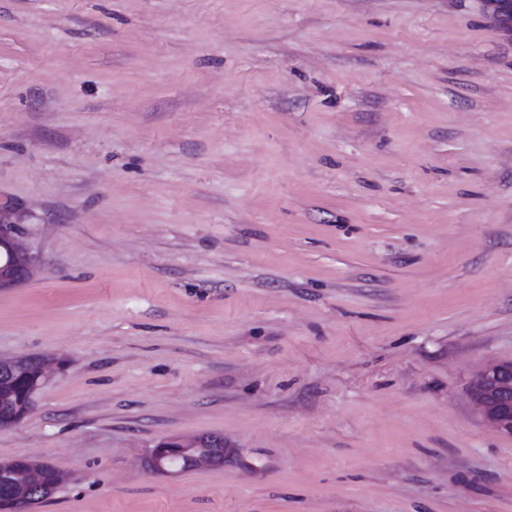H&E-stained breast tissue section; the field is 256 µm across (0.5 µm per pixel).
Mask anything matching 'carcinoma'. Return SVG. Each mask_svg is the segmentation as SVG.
I'll use <instances>...</instances> for the list:
<instances>
[{"label": "carcinoma", "mask_w": 512, "mask_h": 512, "mask_svg": "<svg viewBox=\"0 0 512 512\" xmlns=\"http://www.w3.org/2000/svg\"><path fill=\"white\" fill-rule=\"evenodd\" d=\"M36 357L0 360V413L7 415L26 403L25 388L38 376ZM62 480L50 464L35 459L0 461V506L32 508L46 501Z\"/></svg>", "instance_id": "1"}]
</instances>
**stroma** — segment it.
Returning a JSON list of instances; mask_svg holds the SVG:
<instances>
[{"label":"stroma","mask_w":512,"mask_h":512,"mask_svg":"<svg viewBox=\"0 0 512 512\" xmlns=\"http://www.w3.org/2000/svg\"><path fill=\"white\" fill-rule=\"evenodd\" d=\"M0 358L32 512H512V22L489 0H0ZM224 463L150 470L163 438ZM22 223L14 208L0 205V247L5 244L19 248L23 257L18 259L9 275L0 273V289L12 288L28 279L34 268V259L25 250L20 240L18 224ZM39 358L23 357L0 360V412L7 415L17 407H23L26 403L25 388L38 376ZM48 365L42 360L40 374L30 391V409L12 413L4 418V425H15L21 422L31 411L32 394L49 377ZM470 396L485 421L512 436V360H489L473 375Z\"/></svg>","instance_id":"35a3bbf8"}]
</instances>
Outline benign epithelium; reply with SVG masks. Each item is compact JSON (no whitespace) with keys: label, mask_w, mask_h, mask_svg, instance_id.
I'll return each instance as SVG.
<instances>
[{"label":"benign epithelium","mask_w":512,"mask_h":512,"mask_svg":"<svg viewBox=\"0 0 512 512\" xmlns=\"http://www.w3.org/2000/svg\"><path fill=\"white\" fill-rule=\"evenodd\" d=\"M21 218L15 209L0 205V247L10 245L19 249L23 257L18 259L10 274H0V289L12 288L28 279L34 268V259L25 251L20 240L18 224ZM470 396L485 421L499 432L512 436V360H489L473 375ZM178 446L188 451V443L175 439L158 442L151 451L149 466L162 474H174L168 464L169 449Z\"/></svg>","instance_id":"7a95c632"}]
</instances>
